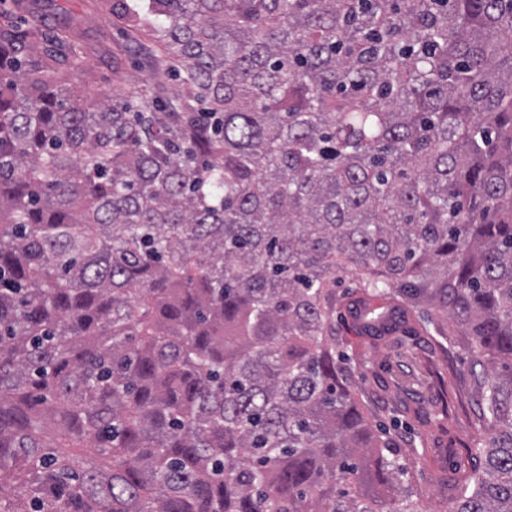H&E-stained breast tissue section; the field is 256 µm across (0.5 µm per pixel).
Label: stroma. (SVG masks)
<instances>
[{
    "label": "stroma",
    "mask_w": 512,
    "mask_h": 512,
    "mask_svg": "<svg viewBox=\"0 0 512 512\" xmlns=\"http://www.w3.org/2000/svg\"><path fill=\"white\" fill-rule=\"evenodd\" d=\"M50 24L68 20L85 47L92 90L136 91L150 79L140 66L142 50L129 43L121 66H114L111 50L120 43L119 30L97 0H40ZM337 352L361 363L355 383L364 412L396 444L408 469L411 485L424 512H447L450 497L445 484L452 471H467L475 460L467 452L476 435L473 391L468 377V349L460 345L438 349L422 330L418 316H410L409 332L378 340L357 335L348 317L336 321ZM447 408L444 422L431 416ZM423 441L422 456L410 451Z\"/></svg>",
    "instance_id": "1"
}]
</instances>
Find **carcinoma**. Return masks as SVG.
Returning <instances> with one entry per match:
<instances>
[{
	"mask_svg": "<svg viewBox=\"0 0 512 512\" xmlns=\"http://www.w3.org/2000/svg\"><path fill=\"white\" fill-rule=\"evenodd\" d=\"M109 11L173 86L88 108L73 25L0 5V512H423L358 306L471 337L449 512H512V0Z\"/></svg>",
	"mask_w": 512,
	"mask_h": 512,
	"instance_id": "cac0c4a2",
	"label": "carcinoma"
}]
</instances>
